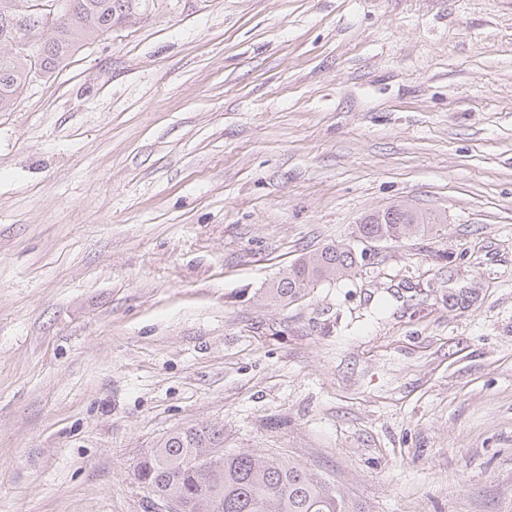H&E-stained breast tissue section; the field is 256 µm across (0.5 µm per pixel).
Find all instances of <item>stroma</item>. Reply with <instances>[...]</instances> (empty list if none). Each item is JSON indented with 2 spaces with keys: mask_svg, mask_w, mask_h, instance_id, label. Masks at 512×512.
Instances as JSON below:
<instances>
[{
  "mask_svg": "<svg viewBox=\"0 0 512 512\" xmlns=\"http://www.w3.org/2000/svg\"><path fill=\"white\" fill-rule=\"evenodd\" d=\"M398 201L437 231L269 303ZM207 425L512 512V0H123L0 112V512H145Z\"/></svg>",
  "mask_w": 512,
  "mask_h": 512,
  "instance_id": "stroma-1",
  "label": "stroma"
}]
</instances>
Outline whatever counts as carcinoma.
I'll return each mask as SVG.
<instances>
[{
	"instance_id": "1",
	"label": "carcinoma",
	"mask_w": 512,
	"mask_h": 512,
	"mask_svg": "<svg viewBox=\"0 0 512 512\" xmlns=\"http://www.w3.org/2000/svg\"><path fill=\"white\" fill-rule=\"evenodd\" d=\"M61 30L39 47L37 74L53 73L75 51L78 42L112 29L118 0H64ZM21 0H0V112L14 104L17 93L33 77L30 60L4 50L23 36L15 19ZM439 216L391 205L366 215L352 232L356 242H399L424 235ZM351 246H325L299 259L267 291L274 304L290 303L318 283L335 280L358 266ZM220 453L216 468L196 463ZM136 479L158 496L180 499L184 512H364L328 479L306 465L276 453L224 447V430L213 425L176 429L141 457Z\"/></svg>"
}]
</instances>
